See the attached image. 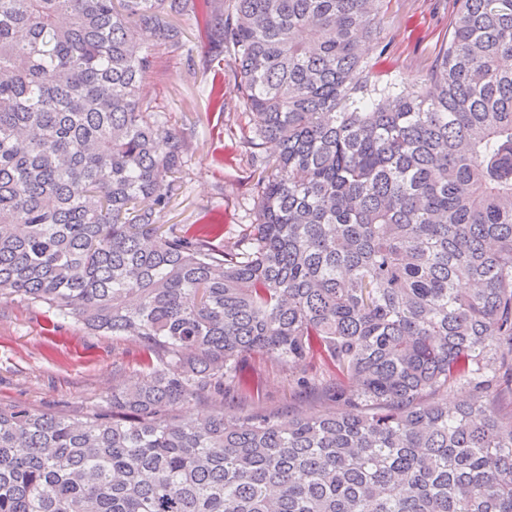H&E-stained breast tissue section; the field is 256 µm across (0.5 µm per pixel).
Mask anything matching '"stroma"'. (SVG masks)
<instances>
[{
    "instance_id": "stroma-1",
    "label": "stroma",
    "mask_w": 512,
    "mask_h": 512,
    "mask_svg": "<svg viewBox=\"0 0 512 512\" xmlns=\"http://www.w3.org/2000/svg\"><path fill=\"white\" fill-rule=\"evenodd\" d=\"M455 0H386L383 33L386 52L369 48L381 82L410 87L427 71L454 18ZM183 48L159 51L157 67L145 77L156 91L161 121L185 142L182 178L170 206L159 214L164 225L220 224L224 241L234 242L255 220L254 183L258 177L240 148L247 120L234 90L232 57L212 61L213 51L194 15L177 20ZM141 343L94 333L46 308L19 299H0V405L23 403L52 413L83 415L105 409L113 389L147 372ZM255 386L229 413L288 415L340 411L345 403L326 392L336 377L333 365L312 356L301 369L260 354L247 361Z\"/></svg>"
}]
</instances>
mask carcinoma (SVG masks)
<instances>
[{"label": "carcinoma", "mask_w": 512, "mask_h": 512, "mask_svg": "<svg viewBox=\"0 0 512 512\" xmlns=\"http://www.w3.org/2000/svg\"><path fill=\"white\" fill-rule=\"evenodd\" d=\"M459 2L403 94L382 0H0V297L152 356L110 413L0 406V512H512V0ZM198 11L259 166L224 247L157 223L183 148L143 78ZM315 352L346 411H224Z\"/></svg>", "instance_id": "1"}]
</instances>
